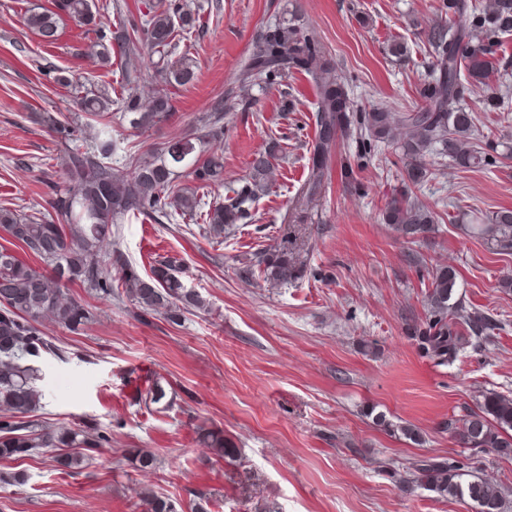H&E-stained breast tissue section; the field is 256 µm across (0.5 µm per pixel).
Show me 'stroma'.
Listing matches in <instances>:
<instances>
[{
	"label": "stroma",
	"mask_w": 512,
	"mask_h": 512,
	"mask_svg": "<svg viewBox=\"0 0 512 512\" xmlns=\"http://www.w3.org/2000/svg\"><path fill=\"white\" fill-rule=\"evenodd\" d=\"M196 25L178 32L174 57L194 65L193 79L174 88L169 115L131 128L113 115L121 148L112 165L128 172L159 143L199 128L223 100L224 139L207 151L224 156V183L199 189L205 203L231 195L269 138L282 153L273 185L256 202L252 224L223 239L207 237L201 217L139 218L119 224L101 244L139 275L155 260L181 262L183 281L207 307L179 323L145 313L126 297L98 298L76 283L68 292L95 318L75 334L45 322L64 358L42 364L45 424L91 427L106 435L83 464L61 467L55 448L24 460L0 458V512H139L135 491L149 488L195 512L197 495L209 512H475L468 500L444 499L406 483L416 460L462 457L468 450L446 423L481 393L512 394V254L495 250L465 229L474 212L512 210V34L506 55L486 84H473L465 105L474 136L490 161L472 169L432 154L430 176L416 192L439 216L417 245L398 239L382 212L404 191L403 163L387 146L362 156L357 139L341 142L332 177L312 226L283 217L307 173L315 135L316 94L304 74L284 87L255 91L249 109L231 88L256 31L284 14L305 16L332 57L336 74L361 107L407 110L436 62L428 43L442 0H179ZM52 0H0V208L45 211L64 182L67 153L41 114L74 120L94 140L99 119L80 112L77 98L139 96L150 105L159 82L145 71L144 44L113 52L111 65L93 47L101 29L65 22L56 44L43 46L23 22L26 9ZM400 43L405 57L390 48ZM71 77L57 84L56 72ZM503 97L486 111L487 90ZM353 173L341 175L344 165ZM288 243L307 254L301 277L275 286L249 270L258 250ZM438 265L458 274L455 298L467 310L496 319L497 329L450 365L423 357L412 334L426 319L429 273ZM161 385L165 398L147 392ZM418 430L407 439L402 427ZM223 430L233 456L216 457L200 428ZM154 453L140 469L131 449Z\"/></svg>",
	"instance_id": "35a3bbf8"
}]
</instances>
